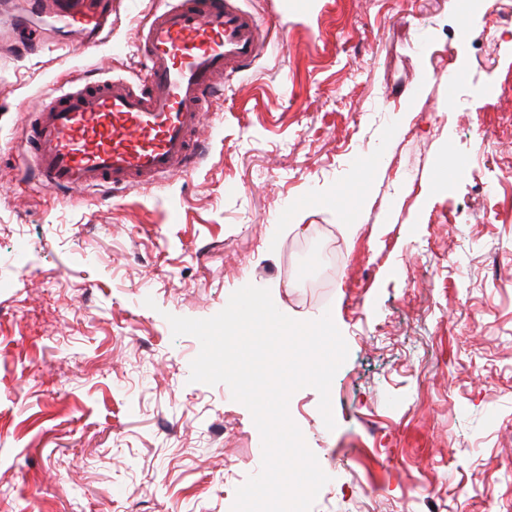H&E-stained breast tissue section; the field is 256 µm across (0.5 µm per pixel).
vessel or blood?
Returning a JSON list of instances; mask_svg holds the SVG:
<instances>
[{
  "mask_svg": "<svg viewBox=\"0 0 512 512\" xmlns=\"http://www.w3.org/2000/svg\"><path fill=\"white\" fill-rule=\"evenodd\" d=\"M76 51L105 32L111 4L55 7ZM147 69L139 83L99 77L62 82L32 107L28 170L50 191L147 188L203 158L195 133L224 77L263 52V32L240 0H167L142 24Z\"/></svg>",
  "mask_w": 512,
  "mask_h": 512,
  "instance_id": "1",
  "label": "vessel or blood"
}]
</instances>
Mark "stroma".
Instances as JSON below:
<instances>
[{"label":"stroma","mask_w":512,"mask_h":512,"mask_svg":"<svg viewBox=\"0 0 512 512\" xmlns=\"http://www.w3.org/2000/svg\"><path fill=\"white\" fill-rule=\"evenodd\" d=\"M469 3L243 0L266 46L225 78L208 155L110 198L22 178L26 108L59 79L135 80L164 0H112L82 53L51 13L38 53L0 46V512H231L260 433L227 385L190 382L199 342L167 318L248 284L331 313L349 349L335 429L315 389L289 400L329 477L312 512H512V188L484 192L512 168V28L486 40L482 0L457 55ZM459 63L472 88L447 92Z\"/></svg>","instance_id":"35a3bbf8"}]
</instances>
